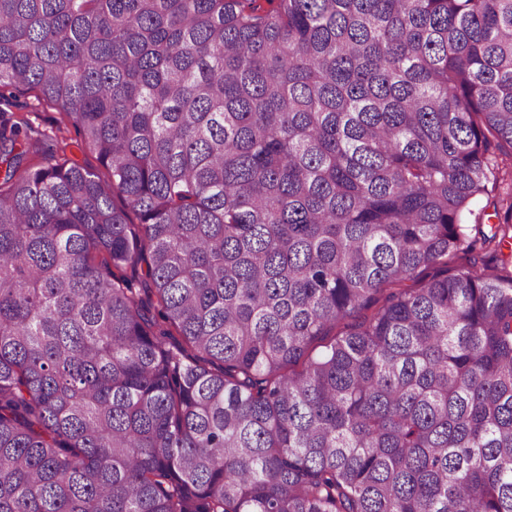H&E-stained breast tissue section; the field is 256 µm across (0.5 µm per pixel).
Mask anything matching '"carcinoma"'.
<instances>
[{
  "instance_id": "1",
  "label": "carcinoma",
  "mask_w": 512,
  "mask_h": 512,
  "mask_svg": "<svg viewBox=\"0 0 512 512\" xmlns=\"http://www.w3.org/2000/svg\"><path fill=\"white\" fill-rule=\"evenodd\" d=\"M0 87L104 169L0 109V512H512V0H0ZM10 107L18 118H25L34 130H48L55 127L60 118L58 110L41 98L38 91L15 93ZM496 193H489L476 200L471 206V214L466 213L465 224L469 226V233L473 237L476 233V224H499L502 222L503 212L499 209V215H496L497 209Z\"/></svg>"
}]
</instances>
